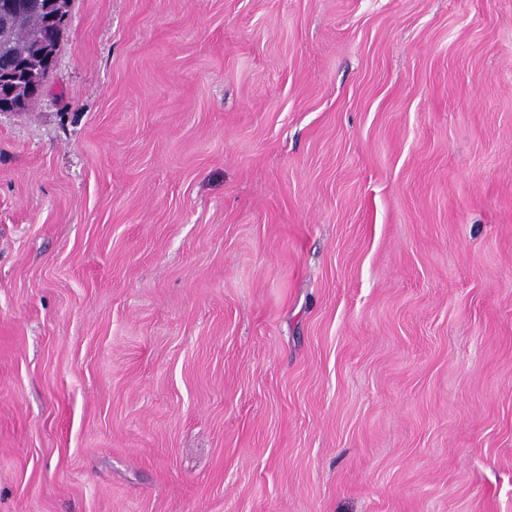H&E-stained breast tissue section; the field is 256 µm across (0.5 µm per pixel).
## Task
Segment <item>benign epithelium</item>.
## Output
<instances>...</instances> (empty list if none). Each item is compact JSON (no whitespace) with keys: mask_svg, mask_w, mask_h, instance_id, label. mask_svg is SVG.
<instances>
[{"mask_svg":"<svg viewBox=\"0 0 512 512\" xmlns=\"http://www.w3.org/2000/svg\"><path fill=\"white\" fill-rule=\"evenodd\" d=\"M70 0H48L45 3L46 24L50 39L36 36L32 54L14 59L0 72V112L20 114L37 94V88L54 68L62 29L68 17Z\"/></svg>","mask_w":512,"mask_h":512,"instance_id":"7a95c632","label":"benign epithelium"}]
</instances>
